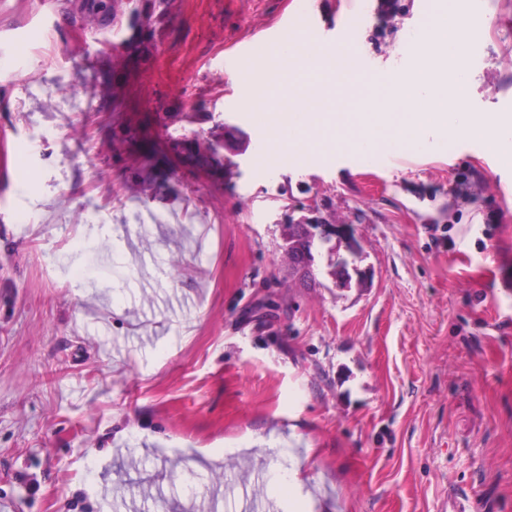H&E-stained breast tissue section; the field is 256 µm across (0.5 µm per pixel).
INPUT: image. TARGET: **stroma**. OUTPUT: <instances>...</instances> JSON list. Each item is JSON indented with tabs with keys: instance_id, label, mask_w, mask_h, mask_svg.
Instances as JSON below:
<instances>
[{
	"instance_id": "stroma-1",
	"label": "stroma",
	"mask_w": 512,
	"mask_h": 512,
	"mask_svg": "<svg viewBox=\"0 0 512 512\" xmlns=\"http://www.w3.org/2000/svg\"><path fill=\"white\" fill-rule=\"evenodd\" d=\"M440 2L0 0V512H512V170L462 133L251 161L284 19L400 75ZM460 5L469 109L512 115V0ZM288 213L367 287L289 278Z\"/></svg>"
}]
</instances>
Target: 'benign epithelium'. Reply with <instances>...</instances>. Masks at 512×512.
I'll return each mask as SVG.
<instances>
[{"label": "benign epithelium", "instance_id": "7a95c632", "mask_svg": "<svg viewBox=\"0 0 512 512\" xmlns=\"http://www.w3.org/2000/svg\"><path fill=\"white\" fill-rule=\"evenodd\" d=\"M283 239L288 271L306 285L317 284V260L325 251L333 256L330 274L337 287L348 288L352 281L361 283L370 277L369 271L359 267L362 248L346 224H325L317 216L298 220L290 217L283 225Z\"/></svg>", "mask_w": 512, "mask_h": 512}]
</instances>
